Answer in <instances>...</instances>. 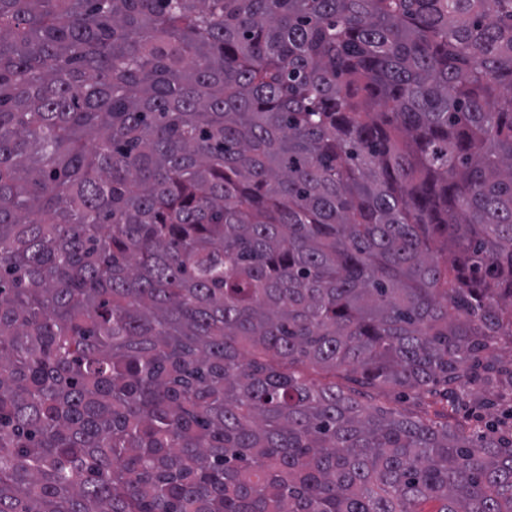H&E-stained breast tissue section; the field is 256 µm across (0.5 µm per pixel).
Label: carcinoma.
Returning <instances> with one entry per match:
<instances>
[{
	"instance_id": "cac0c4a2",
	"label": "carcinoma",
	"mask_w": 512,
	"mask_h": 512,
	"mask_svg": "<svg viewBox=\"0 0 512 512\" xmlns=\"http://www.w3.org/2000/svg\"><path fill=\"white\" fill-rule=\"evenodd\" d=\"M505 337L512 0H0V512H512Z\"/></svg>"
}]
</instances>
